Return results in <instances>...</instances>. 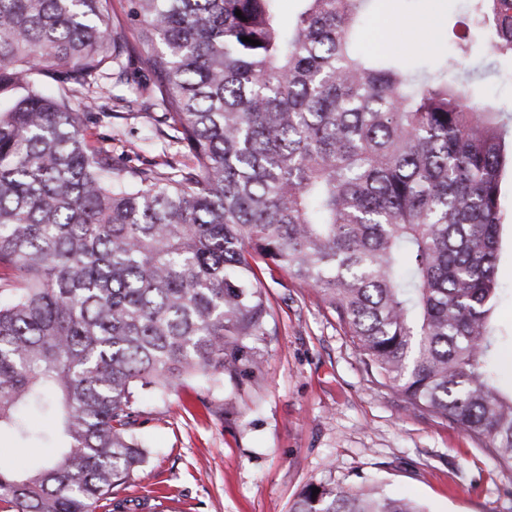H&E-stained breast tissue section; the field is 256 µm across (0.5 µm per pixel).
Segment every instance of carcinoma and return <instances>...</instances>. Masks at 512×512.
<instances>
[{"instance_id":"obj_1","label":"carcinoma","mask_w":512,"mask_h":512,"mask_svg":"<svg viewBox=\"0 0 512 512\" xmlns=\"http://www.w3.org/2000/svg\"><path fill=\"white\" fill-rule=\"evenodd\" d=\"M131 2L142 104L189 164L119 169L87 139L99 79H128L111 0H0V429L59 448L0 464V512H129L112 492L145 460L142 394L260 370L248 342L270 334L277 273L321 296L404 409L511 470L493 314L512 113L448 78L453 58L429 76L356 51L370 0H300L289 30L277 0ZM476 30L512 56V0H474L458 52ZM313 489L291 512H424L377 486Z\"/></svg>"}]
</instances>
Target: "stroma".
Returning a JSON list of instances; mask_svg holds the SVG:
<instances>
[{
  "instance_id": "1",
  "label": "stroma",
  "mask_w": 512,
  "mask_h": 512,
  "mask_svg": "<svg viewBox=\"0 0 512 512\" xmlns=\"http://www.w3.org/2000/svg\"><path fill=\"white\" fill-rule=\"evenodd\" d=\"M471 0H371L355 38L370 48L387 40L414 73L438 71L455 55L448 34ZM131 0H112V20L132 47L121 62L148 75L132 20ZM476 95L512 108V59L462 58ZM134 87L111 89L87 110L88 137L118 168L170 157L186 161L180 133L160 112L128 108ZM502 231L496 276L503 290L495 316L502 335L496 362L501 386H512V168L501 176ZM273 319L257 341L260 372L218 384L186 378L166 394L145 393L136 434L148 456L115 495L138 503L155 488L167 491L157 512H290L310 484H359L369 478L402 493L426 512H512V471L460 429L414 412L377 387L356 348L318 295L289 277L266 280ZM52 443H23L0 432V461L23 470L53 460Z\"/></svg>"
}]
</instances>
